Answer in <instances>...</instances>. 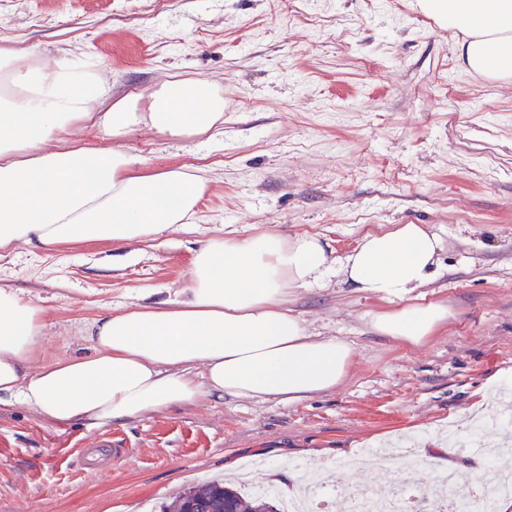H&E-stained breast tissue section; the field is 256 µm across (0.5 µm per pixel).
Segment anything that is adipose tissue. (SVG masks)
Segmentation results:
<instances>
[{
    "label": "adipose tissue",
    "mask_w": 512,
    "mask_h": 512,
    "mask_svg": "<svg viewBox=\"0 0 512 512\" xmlns=\"http://www.w3.org/2000/svg\"><path fill=\"white\" fill-rule=\"evenodd\" d=\"M421 7L461 32L459 58L470 71L512 80V0ZM88 122L115 139L147 126L168 138L212 140L224 133V98L209 80L182 77L165 81L143 107L111 95L95 71L65 62L49 68L0 48V251L140 242L188 227L207 179L184 167L148 168L118 147L75 144L76 128ZM441 248L422 224L366 233L342 257L309 234L213 237L196 250L176 299L100 316L89 330L91 354L51 362L42 358L45 309L0 286V405L102 426L227 396L298 402L335 390L355 351L345 340L310 335L288 308L293 290L335 276L402 299L374 315L372 328L417 349L451 317L443 303L416 294Z\"/></svg>",
    "instance_id": "ef3b65f1"
}]
</instances>
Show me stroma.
<instances>
[{
  "instance_id": "stroma-1",
  "label": "stroma",
  "mask_w": 512,
  "mask_h": 512,
  "mask_svg": "<svg viewBox=\"0 0 512 512\" xmlns=\"http://www.w3.org/2000/svg\"><path fill=\"white\" fill-rule=\"evenodd\" d=\"M459 38L418 0H0V45L46 64L94 61L113 94L145 98L176 76L224 93V134L210 142L76 132L154 168H205L210 182L192 230L0 253V285L47 311V358L90 354L100 315L172 298L217 235L308 233L343 256L365 232L425 224L442 249L419 293L452 312L411 350L372 328L400 300L334 278L288 303L312 335L355 347L334 391L289 404L228 397L97 430L1 407L0 512H163L256 459L320 467L338 491L367 481L347 467L362 449L416 439L468 461L448 449L449 429L467 432L512 390V83L464 68ZM101 434L124 452L91 470L82 450Z\"/></svg>"
}]
</instances>
